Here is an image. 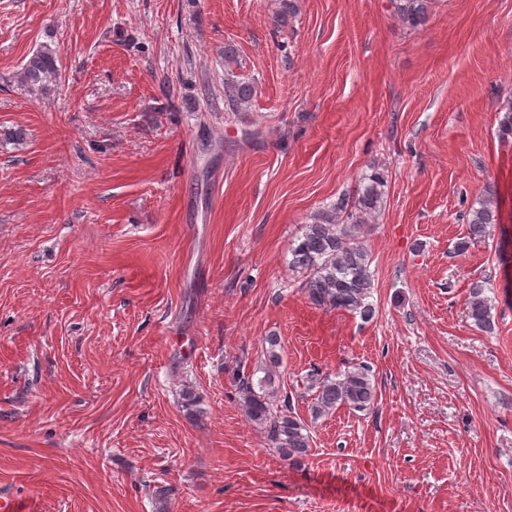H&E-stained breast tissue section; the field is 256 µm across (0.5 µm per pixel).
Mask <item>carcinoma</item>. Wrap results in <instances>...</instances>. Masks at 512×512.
<instances>
[{"label":"carcinoma","mask_w":512,"mask_h":512,"mask_svg":"<svg viewBox=\"0 0 512 512\" xmlns=\"http://www.w3.org/2000/svg\"><path fill=\"white\" fill-rule=\"evenodd\" d=\"M399 21L415 29L427 21L431 0H391ZM59 57L48 46L38 49L23 65L18 78L31 92H42L60 77ZM226 110L244 112L253 100L254 86L250 82L227 79L224 83ZM384 170L373 166L362 176L357 197L342 196L336 202L314 211L303 226L301 236L290 249L291 270L303 274L302 289L314 306L343 309L359 315L368 322L375 314L368 302L373 289V273L369 251L361 236L362 228L375 221L380 210L385 187ZM499 222L496 191L489 187L469 208L468 239L457 245V252L467 251L469 242L484 239ZM482 281L472 284L467 302V318L478 329L492 332L495 327L493 305L485 295ZM264 376L254 379L256 371H247V363H240L236 386L239 405L245 418L267 433L269 441L290 464L298 466L308 456L310 435L308 425L294 415L289 397H280L273 385L276 368L281 362L277 337L265 339ZM310 413L318 419L340 407L355 413L370 412L377 392L370 368L359 365L331 377L311 378Z\"/></svg>","instance_id":"obj_1"}]
</instances>
